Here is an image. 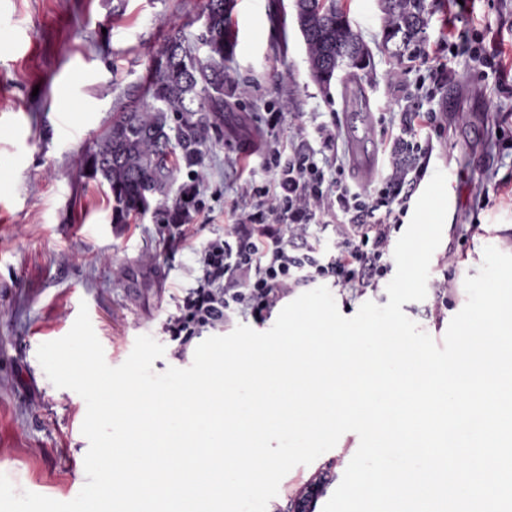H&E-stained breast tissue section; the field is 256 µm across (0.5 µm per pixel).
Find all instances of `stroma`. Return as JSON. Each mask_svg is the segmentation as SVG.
Instances as JSON below:
<instances>
[{
  "label": "stroma",
  "instance_id": "obj_1",
  "mask_svg": "<svg viewBox=\"0 0 512 512\" xmlns=\"http://www.w3.org/2000/svg\"><path fill=\"white\" fill-rule=\"evenodd\" d=\"M354 29L369 45L381 38L377 0H342ZM431 15L424 50L447 54L458 33L479 32L485 49L501 48L512 66V0H427ZM205 0H0V473L17 491L59 501L74 499L86 482L89 448L81 432L85 401L56 388L38 358L42 343L64 337L80 304H87L108 365H121L138 336L164 345L154 372L191 364L193 346H180L167 324L193 282L194 256L166 247L153 216L110 221L107 185L82 177L77 160L112 121L126 91L141 82L149 59L172 29L197 40ZM294 16L293 0H237V35L228 73L237 109L224 115L221 135L204 146L203 180L195 202L213 210L197 240L223 233L243 179L265 182L268 113H296L306 129L321 122L344 126L350 110L343 78L324 87L310 76L296 24L273 25V14ZM449 78L434 86L416 57L396 63L377 51L362 83L375 114L372 144L382 148L399 132L401 113L417 101L442 122L430 131V167L447 175L446 219L430 263L444 270L455 248L461 276L477 275L479 251L495 245L512 254V197L497 185L512 180V112L497 111L492 79L474 74L464 58L448 63ZM497 179L480 180L489 160ZM355 453L333 448L294 467L270 502L286 512L325 464L330 499Z\"/></svg>",
  "mask_w": 512,
  "mask_h": 512
}]
</instances>
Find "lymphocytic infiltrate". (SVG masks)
<instances>
[{
    "label": "lymphocytic infiltrate",
    "mask_w": 512,
    "mask_h": 512,
    "mask_svg": "<svg viewBox=\"0 0 512 512\" xmlns=\"http://www.w3.org/2000/svg\"><path fill=\"white\" fill-rule=\"evenodd\" d=\"M440 125L430 108L403 113L394 141L410 161L366 194L345 176L335 125L318 124L313 146L301 126L282 136L283 113H270L271 179L246 186L223 234L202 245L194 243L197 225L176 227L175 243L192 249L198 268L171 335L198 336L236 315L263 319L288 294L320 281L351 293L377 288L391 269L393 234L428 174L433 146L418 131Z\"/></svg>",
    "instance_id": "lymphocytic-infiltrate-1"
}]
</instances>
